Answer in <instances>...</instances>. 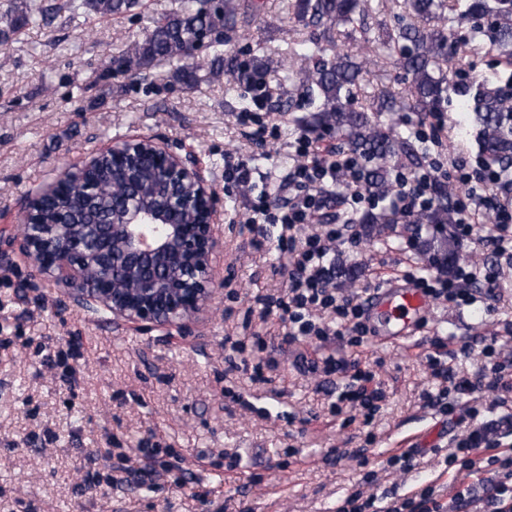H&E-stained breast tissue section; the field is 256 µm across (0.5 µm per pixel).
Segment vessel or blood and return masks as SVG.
Returning <instances> with one entry per match:
<instances>
[{
  "mask_svg": "<svg viewBox=\"0 0 512 512\" xmlns=\"http://www.w3.org/2000/svg\"><path fill=\"white\" fill-rule=\"evenodd\" d=\"M429 306V299L420 289L389 282L375 289L365 305V316L376 324L374 341L380 345H395L411 340Z\"/></svg>",
  "mask_w": 512,
  "mask_h": 512,
  "instance_id": "1",
  "label": "vessel or blood"
}]
</instances>
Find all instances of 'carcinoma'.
<instances>
[{"label": "carcinoma", "mask_w": 512, "mask_h": 512, "mask_svg": "<svg viewBox=\"0 0 512 512\" xmlns=\"http://www.w3.org/2000/svg\"><path fill=\"white\" fill-rule=\"evenodd\" d=\"M181 0L177 11L157 21L146 36L130 43L113 64L132 77L146 75L155 62L166 60L176 64L174 79L188 87L197 85L203 63L199 49L210 50L208 75L234 74L239 64L224 58V40L211 37L222 29L236 28L239 18L254 16L264 9L258 0ZM419 23L396 24L386 29L383 44L392 51V66L404 72L409 80L406 97L398 99L383 91L378 104L359 103L361 83L369 74L367 61L344 53L331 63L321 56L335 44L341 29L353 24L360 7L359 0H288V10L307 27L318 30V36L297 43L289 57L304 63L303 79L307 84L311 115L305 119L306 131L315 136L334 134L348 147L366 158L364 182L369 192L387 199L393 180L387 163L397 159L416 167L422 152L419 140L395 129L396 112L408 108L421 115L442 112L448 94L457 88L444 64L456 54L451 42L453 23L467 19L473 22L469 37L463 43L475 53L495 52L512 56V0H404ZM138 0H81L80 6L103 17L132 12ZM57 10L54 3L36 6L29 0H14L7 29L0 30V45L11 35L29 27L49 23ZM459 111L480 127L482 148L489 163L503 165L512 160V98L504 97L483 77L478 89L464 95ZM99 193H88L84 180L75 178L67 187L69 224H103L112 222L114 204L121 197L151 194L158 185L156 172L139 167L125 171L112 168L103 159L95 173ZM454 193L445 183H438L436 203L421 217V223L441 226L442 247L433 257L451 268L459 259L452 226L457 223ZM41 224L60 222L56 203L43 202L37 215Z\"/></svg>", "instance_id": "carcinoma-1"}]
</instances>
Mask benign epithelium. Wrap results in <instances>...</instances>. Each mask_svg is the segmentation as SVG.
<instances>
[{"mask_svg": "<svg viewBox=\"0 0 512 512\" xmlns=\"http://www.w3.org/2000/svg\"><path fill=\"white\" fill-rule=\"evenodd\" d=\"M109 155L112 164L157 163L163 191L143 206L125 210V220L89 224L82 236H69L61 224H39L35 207L44 196L62 195V179L26 200L21 247L37 271L80 304L92 303L140 330L186 324L207 306L224 279L216 259L224 242L214 229L218 209L201 168L151 136L135 135L69 165L82 176ZM188 213L192 224L179 223ZM112 245L123 279L104 264L103 247Z\"/></svg>", "mask_w": 512, "mask_h": 512, "instance_id": "7a95c632", "label": "benign epithelium"}]
</instances>
